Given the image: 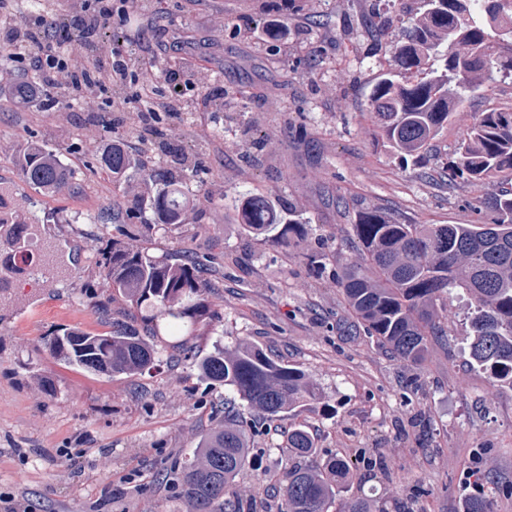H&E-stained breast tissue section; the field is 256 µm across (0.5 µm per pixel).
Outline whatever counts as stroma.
I'll return each mask as SVG.
<instances>
[{"instance_id":"stroma-1","label":"stroma","mask_w":512,"mask_h":512,"mask_svg":"<svg viewBox=\"0 0 512 512\" xmlns=\"http://www.w3.org/2000/svg\"><path fill=\"white\" fill-rule=\"evenodd\" d=\"M101 47L154 55L155 98L173 101L163 146H144L128 124L105 128L112 86L59 108L0 102V186L39 220L64 278L20 299L27 315L0 308V498L27 512H188L167 479L176 461L224 419L229 392L200 378L196 359L213 344L257 345L299 366L319 400L265 422L250 436L270 456L238 481L242 496L276 488L288 461V429L306 426L319 459L366 456L346 497L387 512H462L485 495L512 512V389L493 386L469 359L459 290L444 297L446 333L425 359L397 360L355 325L336 273L359 263L353 226L374 208L403 224H475L494 183H449L446 166L478 112L512 102V78L471 93L419 165H403L378 136L368 99L402 30L394 10L370 0H300L278 16L267 0H111ZM280 18L288 34H268ZM212 136L199 138L198 121ZM37 141L57 149L86 180L44 195L21 176L19 156ZM121 141L176 168L198 148L179 223L148 227L126 214L152 179L113 181L97 155ZM292 209L301 243L280 246L239 225L245 194ZM174 261L194 258L218 317L200 335L154 337L158 370L134 377L86 374L49 352L66 329L90 333L142 326V314L112 294L96 263L113 245ZM80 450L68 461L67 449Z\"/></svg>"}]
</instances>
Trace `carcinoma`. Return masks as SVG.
Listing matches in <instances>:
<instances>
[{
  "label": "carcinoma",
  "instance_id": "carcinoma-1",
  "mask_svg": "<svg viewBox=\"0 0 512 512\" xmlns=\"http://www.w3.org/2000/svg\"><path fill=\"white\" fill-rule=\"evenodd\" d=\"M394 67L374 85L371 111L382 138L403 161L418 164L461 109L467 94L501 74L512 77V0H413ZM452 176L463 181L512 182V103L478 113L453 152ZM100 164L126 178L143 171L162 182L148 201L157 224H175L184 184L196 163L184 157L180 169H145L126 152L107 151ZM26 183L53 193L77 182V172L57 152L32 145L23 158ZM245 230L288 244L301 237V223L285 219L268 196L246 201ZM487 224H401L376 210L355 225L362 263L336 277L358 327L376 344L407 362H419L430 337L443 335L441 300L450 288L467 295V345L471 364L500 385L512 387V187L491 198ZM107 287L147 312L153 335L159 322L190 333L212 319L202 283L189 264L173 263L145 250L119 247L100 255ZM61 363L89 374L140 375L158 361L155 345L134 329L93 334L66 330L51 343ZM201 376L246 403L238 414L204 436L192 454L175 463L174 486L193 512H257L258 496H238L237 479L254 459L243 424L291 412L318 399L317 385L301 368L275 361L259 349L220 343L198 360ZM288 467L279 489L278 512H329L357 475L344 458L316 461L314 437L302 425L288 430Z\"/></svg>",
  "mask_w": 512,
  "mask_h": 512
}]
</instances>
